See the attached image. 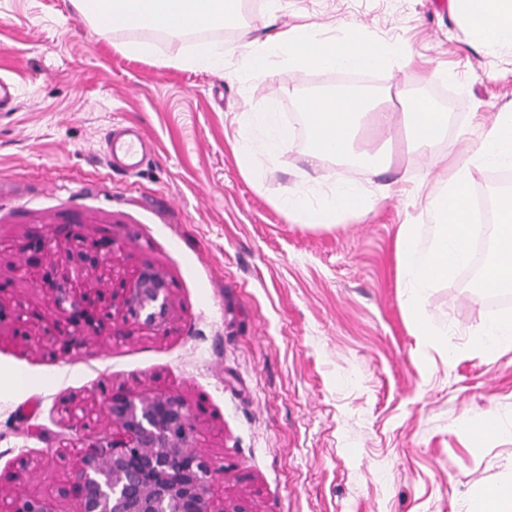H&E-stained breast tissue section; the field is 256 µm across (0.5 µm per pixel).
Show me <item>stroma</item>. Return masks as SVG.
Listing matches in <instances>:
<instances>
[{
    "label": "stroma",
    "instance_id": "35a3bbf8",
    "mask_svg": "<svg viewBox=\"0 0 512 512\" xmlns=\"http://www.w3.org/2000/svg\"><path fill=\"white\" fill-rule=\"evenodd\" d=\"M300 21L330 37L356 31L400 41L442 66L359 73L360 90L395 112L418 98L445 100L448 135L432 150L390 140V170L312 160L301 103L341 75L280 65L239 69V50L262 22ZM239 27L170 36H103L71 0H0V78L17 87L0 112V476L50 493L75 475L62 439L101 431V386L173 390L193 411V446L217 470L215 497L249 499L254 512H464L475 489L512 477V347L492 359L473 345L486 321L512 311L476 295L464 271L438 281L408 313L395 258L400 224L429 235L421 204L390 197L342 223L304 224L280 200H319L336 182L386 185L443 177L432 154L471 153L483 125L512 107V49L491 55L453 16L449 0H241ZM149 39L157 56L124 53ZM229 47L225 68L173 67L196 47ZM275 104L295 141L273 164L241 165L233 149L246 112ZM137 127L149 147L131 170L110 168L105 137ZM59 226L112 242V264H149L166 277L171 316L160 328L98 324L81 346L70 310L29 274L62 275L66 251L34 258L32 238ZM427 322L437 341L420 336ZM32 380L23 396L13 374ZM87 408L84 426L63 405ZM503 434L460 433L483 411ZM27 455V469L13 461Z\"/></svg>",
    "mask_w": 512,
    "mask_h": 512
}]
</instances>
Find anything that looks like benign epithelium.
<instances>
[{
    "label": "benign epithelium",
    "instance_id": "1",
    "mask_svg": "<svg viewBox=\"0 0 512 512\" xmlns=\"http://www.w3.org/2000/svg\"><path fill=\"white\" fill-rule=\"evenodd\" d=\"M72 237L63 229L27 244L34 253L68 251L70 274L42 278L58 308L70 306L90 328L111 317L157 328L166 324L171 309L160 271L143 265L130 274H111L108 288L93 291L84 284L103 274L110 246L83 239L71 251ZM102 395L110 427L90 433L80 447L69 441L60 445V455L76 457L74 482L60 485L55 495L14 493L0 483V512H61L62 500L70 502L69 512H252L244 498L218 503L212 458L191 444L193 413L181 395L107 387Z\"/></svg>",
    "mask_w": 512,
    "mask_h": 512
}]
</instances>
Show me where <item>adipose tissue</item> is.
Instances as JSON below:
<instances>
[{
    "label": "adipose tissue",
    "mask_w": 512,
    "mask_h": 512,
    "mask_svg": "<svg viewBox=\"0 0 512 512\" xmlns=\"http://www.w3.org/2000/svg\"><path fill=\"white\" fill-rule=\"evenodd\" d=\"M76 7L95 21L103 34L114 29H138L168 34L217 30L235 24L238 0H74ZM450 9L466 26L470 38L491 52L512 48V0H449ZM414 58L405 45L391 41L374 45L356 35L324 37L317 26L306 23L287 28L248 43L240 67L253 76L265 75L276 63L299 69L358 71L370 68L406 69ZM302 110L307 117L310 154L313 158H335L377 173L389 164L383 151L359 153L355 136L362 116H370L382 132L390 131L392 114L372 101L352 94L309 97ZM406 129L416 147L429 148L448 128V116L427 101L412 103L405 114ZM295 131L280 112L269 107L249 112L241 120L235 149L243 162L255 154L276 159L284 146L292 144ZM447 176L443 189L428 199L432 234L421 241L414 224L401 225L396 241V259L408 280L407 308H414L421 292L433 287L470 261L469 244L478 226L471 215L469 185L474 170L512 168V109L496 113L475 150L459 155L448 150L434 158ZM384 192L368 191L342 182L317 203L301 194L281 199L289 215L306 224L331 225L344 213L361 214L382 202ZM498 244L486 273L479 279V293L512 291V193L497 203Z\"/></svg>",
    "instance_id": "adipose-tissue-1"
}]
</instances>
